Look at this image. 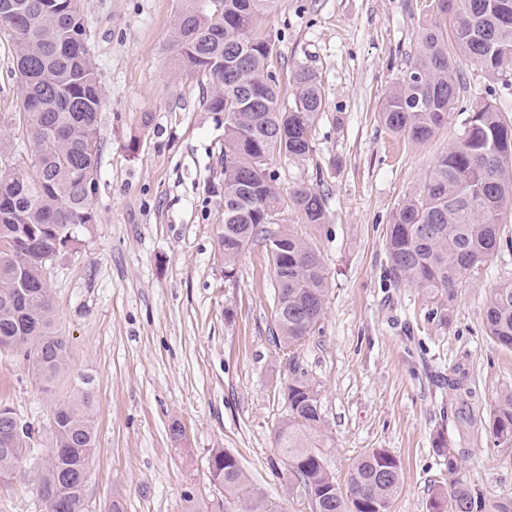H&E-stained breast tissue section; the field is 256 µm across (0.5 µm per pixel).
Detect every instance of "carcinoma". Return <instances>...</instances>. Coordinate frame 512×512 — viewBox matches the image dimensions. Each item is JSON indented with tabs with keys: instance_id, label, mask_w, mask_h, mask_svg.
Segmentation results:
<instances>
[{
	"instance_id": "carcinoma-1",
	"label": "carcinoma",
	"mask_w": 512,
	"mask_h": 512,
	"mask_svg": "<svg viewBox=\"0 0 512 512\" xmlns=\"http://www.w3.org/2000/svg\"><path fill=\"white\" fill-rule=\"evenodd\" d=\"M271 0H193L179 16L173 44L184 69L210 81L207 106L224 113V204L250 187L252 211L224 210L218 236L224 272L231 277L248 244L268 242L278 296L279 343L297 346L316 327L326 303L328 277L311 244L288 229H264L293 209L305 224L327 220L325 195L300 185L287 196L267 167L274 153L305 161L311 131L324 112L322 84L312 70L291 76L288 103L280 100L272 72L269 37L262 20ZM434 21L422 33L421 50L405 76L382 100L380 122L395 135L422 142L466 114L425 180L405 193L385 234L388 272L395 285H411L429 296L457 290L501 245L498 220L512 209V121L491 100L489 88H470L458 76L465 57L493 78L512 58V0H433ZM0 23L13 36L22 85V130L34 149L32 170L4 163L12 145L0 140V350L33 362L43 391H52L66 368L69 343L57 333L45 270L55 254L81 244L80 227L97 215L92 193L101 151L98 115L102 84L82 12L70 0H0ZM485 326L499 345L512 348V282L492 290ZM77 397L59 401L52 414L49 450L36 470V490L45 512H85L84 475L97 449L91 416V378ZM321 424L317 390L298 365L288 376V418L277 448L289 479L308 499L310 512H387L401 488V463L373 448L352 465L347 488L327 472L316 437ZM496 442L512 445V391L493 413ZM0 483L15 479L31 440L29 427L0 403ZM448 471V490H437L430 512H478V494L460 477L455 449L434 440ZM211 455V483L237 512H273L246 483L238 461Z\"/></svg>"
}]
</instances>
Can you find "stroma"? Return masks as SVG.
<instances>
[{"instance_id":"35a3bbf8","label":"stroma","mask_w":512,"mask_h":512,"mask_svg":"<svg viewBox=\"0 0 512 512\" xmlns=\"http://www.w3.org/2000/svg\"><path fill=\"white\" fill-rule=\"evenodd\" d=\"M189 0H82L103 103L97 222L76 253L57 263L49 286L55 326L70 341L69 370L44 393L31 362L0 351V402L33 430L23 476L0 484V512H44L34 462L47 453L56 400L93 379L98 448L85 490L86 512H217L221 494L209 461L221 448L238 459L252 487L278 512H310L288 482L276 434L287 413L289 360L314 381L328 471L345 483L354 460L383 448L402 465L391 512H428L448 473L433 442L458 450L463 474L483 503L512 497V446L487 423L512 390V348L487 334L484 311L499 283L512 281V245L498 250L455 299L393 286L386 276V227L404 194L423 181L460 134L452 113L429 141L387 131L383 98L407 71L429 23L427 0H273L263 30L282 95L299 67L319 77L325 108L313 151L268 166L284 192L305 184L327 197V221L285 222L310 242L330 289L315 330L280 347L276 286L262 241L249 244L234 278L224 275L217 236L224 222V115L210 111L208 81L182 69L174 26ZM14 45L0 27V135L11 162L27 169L33 147L22 110ZM474 87L491 86L512 120V63L495 80L463 59ZM464 378L482 423L467 432L468 410L448 382ZM180 423L181 440L170 427Z\"/></svg>"}]
</instances>
